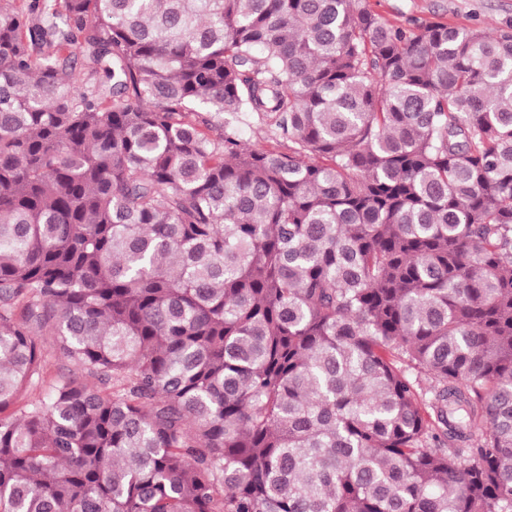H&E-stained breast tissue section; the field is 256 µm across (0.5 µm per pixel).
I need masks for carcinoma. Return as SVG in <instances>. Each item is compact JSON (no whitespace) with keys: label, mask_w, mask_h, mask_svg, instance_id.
I'll list each match as a JSON object with an SVG mask.
<instances>
[{"label":"carcinoma","mask_w":512,"mask_h":512,"mask_svg":"<svg viewBox=\"0 0 512 512\" xmlns=\"http://www.w3.org/2000/svg\"><path fill=\"white\" fill-rule=\"evenodd\" d=\"M0 512H512V25L1 4ZM242 126L243 143L250 148H273L277 147L276 143L269 140L266 133V128L260 126L253 120L245 121Z\"/></svg>","instance_id":"cac0c4a2"}]
</instances>
